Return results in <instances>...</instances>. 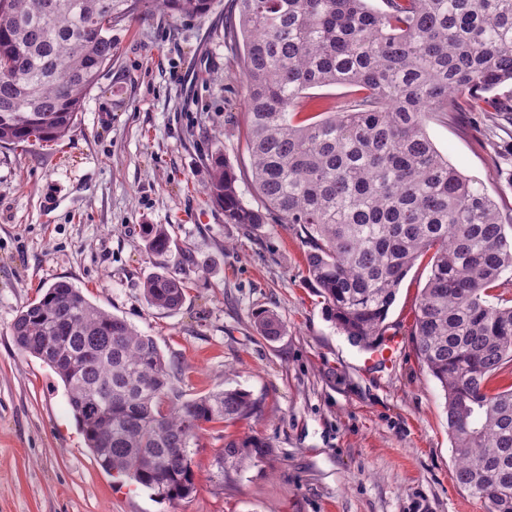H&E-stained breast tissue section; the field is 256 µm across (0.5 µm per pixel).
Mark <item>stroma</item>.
I'll use <instances>...</instances> for the list:
<instances>
[{"instance_id": "35a3bbf8", "label": "stroma", "mask_w": 512, "mask_h": 512, "mask_svg": "<svg viewBox=\"0 0 512 512\" xmlns=\"http://www.w3.org/2000/svg\"><path fill=\"white\" fill-rule=\"evenodd\" d=\"M203 16L162 12L118 32L117 55L75 128L52 142L0 147V512H486L459 487L444 393L409 336L429 268L413 267L387 321L401 336L393 367L368 364L303 281L306 247L288 224L228 223L208 194L224 151L252 206L243 59L224 39L233 0ZM437 150L512 214V120L501 112L425 119ZM165 225L170 262H208L179 311L150 308L152 263L141 228ZM59 280L153 336L191 399L228 387L260 410L208 425L192 455L195 489L172 504L104 472L64 385L14 344L25 305ZM263 311L286 324L263 338ZM256 435L272 453L220 473L225 442Z\"/></svg>"}]
</instances>
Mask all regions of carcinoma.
<instances>
[{
    "instance_id": "carcinoma-1",
    "label": "carcinoma",
    "mask_w": 512,
    "mask_h": 512,
    "mask_svg": "<svg viewBox=\"0 0 512 512\" xmlns=\"http://www.w3.org/2000/svg\"><path fill=\"white\" fill-rule=\"evenodd\" d=\"M224 38L242 45L246 148L262 200L247 205L226 155H211L208 191L230 224L276 221L306 245L304 280L336 328L371 349L408 272L429 276L413 311L415 353L444 392L456 480L512 512V217L450 163L424 128L429 112H512L488 97L512 82V0H234ZM212 0H0V147L56 141L117 51L114 33L153 11L208 13ZM342 84L343 102L319 109L309 89ZM470 93L462 101L459 95ZM155 271L146 303L178 311L191 273L206 268L161 224L142 226ZM258 333L286 326L268 311ZM13 340L63 381L87 447L105 471L176 502L194 490L191 449L206 425L257 412L250 393L224 388L184 400L177 366L156 340L53 283L19 311ZM271 454L257 437L227 441L221 470Z\"/></svg>"
}]
</instances>
